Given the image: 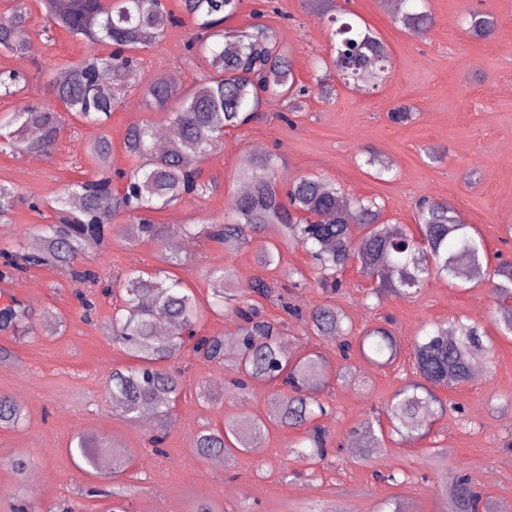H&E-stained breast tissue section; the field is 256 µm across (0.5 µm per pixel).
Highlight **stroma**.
Instances as JSON below:
<instances>
[{
  "mask_svg": "<svg viewBox=\"0 0 512 512\" xmlns=\"http://www.w3.org/2000/svg\"><path fill=\"white\" fill-rule=\"evenodd\" d=\"M275 3L272 11L266 0H243L228 25L236 28L258 19L275 28L292 52L298 82L311 83L315 62L330 52L329 32L310 0ZM337 3L385 41L392 68L382 87L371 91L337 85L333 97L305 98L287 124L278 118L288 110L287 101L270 99L261 119L226 133L222 144L200 160L202 179L214 183L213 191L152 213V220L165 229L162 239L135 241L117 233L104 248L77 262L82 269L120 276L151 271L159 267L160 253L178 242L185 263L173 273L203 308L197 327L201 336L228 328L225 319L207 308L210 270L224 269L230 287L242 291L257 278L274 286L280 300L265 299L261 305L268 317L287 320L283 340L289 349L318 353L331 370L347 367L356 376L352 382H330L317 394L332 409L322 421L326 460L315 465L291 453L289 446L301 437V430L276 426L270 427L260 452L237 454L228 464L198 459L194 440L202 427L268 416L270 391L264 385L238 391L230 368L189 350L177 362L183 371L182 389L166 428L165 452L155 454L148 444L155 426L124 419L112 406L109 374L130 362L104 332L115 298L76 281L68 269L31 267L0 279V303L17 299L31 311L25 334L0 333V349L8 352L0 358V395L15 399L27 415L23 426L0 427V512H56L65 503L73 512H110L117 501L127 512H194L202 501L214 512H315L330 505L342 512H378L381 502L391 497L407 512H443L448 473L460 465L476 480L493 512H499L503 502L512 503V449L505 446L512 438V336L501 335L494 323L489 278L499 258L512 259V0H425L432 25L423 36L395 23L387 0ZM19 4L27 13L35 50L22 58L0 52V69L24 73L29 101L63 112L49 82L70 70L90 47L48 26L40 0H0V17ZM167 5L179 23L143 51V75L135 76L124 104L102 127L91 129L71 119L50 154L0 152V181L13 184L21 197L8 223H0V249L21 240L37 246L36 228L49 221L45 208L68 183L87 173L84 146L92 137L111 141L113 167H129L125 132L152 117L140 103L144 75L172 67L181 68L188 81L198 74L197 65L184 61L194 25L185 18L181 0H167ZM474 8L494 15L497 26L489 38L469 33L466 18ZM403 104L412 108V120L392 122L390 112ZM363 148L389 157L393 173L381 180L368 175L359 154ZM430 148L444 151L441 162L427 159ZM256 151L280 156L282 179L316 175L350 195L376 198L390 224L414 226L419 199L448 200L485 242L481 277L462 288L433 279L416 298L389 296L378 302L368 297L371 284L355 261L343 273L344 288L330 295L318 288L312 262L297 245L279 243L278 265L266 268L258 262L256 244L230 250L203 236L171 235V223L198 224L222 216L241 187L237 174L244 160ZM88 291L95 302L89 311L80 301ZM285 302L305 314L320 305H337L357 330L391 317V328L406 350L425 323L462 316L491 337L493 367L453 390L438 389L451 408L431 416L427 438L357 448V430L372 421L375 410L411 376V362L404 356L399 365L385 368L355 354L342 358L337 342L309 335L304 321L286 316L281 308ZM78 434L115 446L104 452L105 463L96 476H78L67 453ZM116 453L125 461L117 476L110 465ZM19 454L30 464L23 476L10 466ZM393 470L407 472L408 480L387 482Z\"/></svg>",
  "mask_w": 512,
  "mask_h": 512,
  "instance_id": "35a3bbf8",
  "label": "stroma"
}]
</instances>
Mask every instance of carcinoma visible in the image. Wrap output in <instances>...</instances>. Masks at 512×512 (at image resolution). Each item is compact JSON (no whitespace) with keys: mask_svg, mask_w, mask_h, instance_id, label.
I'll list each match as a JSON object with an SVG mask.
<instances>
[{"mask_svg":"<svg viewBox=\"0 0 512 512\" xmlns=\"http://www.w3.org/2000/svg\"><path fill=\"white\" fill-rule=\"evenodd\" d=\"M322 3L320 20L330 31V63L326 75L315 83H297L293 60L283 48L276 29L252 22L229 29L224 22L240 9L241 0H182L196 33L186 45V60L204 63L206 71L187 83L178 70H159L146 82L142 104L178 130L177 140L164 153L155 149L157 124L146 120L128 127L124 150L131 166L112 171V144L96 137L86 144L91 170L86 177L68 184L56 198L55 222L39 234L37 248L20 243L0 257V278L27 266L54 265L71 269L78 280L95 286L103 281L121 284V304L108 325L133 364L115 368L109 375L113 407L129 419L154 407L168 419L182 385V372L171 366L185 342L182 334L194 333L201 308L195 294L179 279L153 272L132 271L122 278L112 273L76 270L74 263L86 252L98 250L115 230L133 239H159L162 226L148 213L165 208L184 196H203L209 187L201 180L199 160L221 144V136L250 122L269 96L298 102L314 93L332 95L328 74L344 84L372 90L388 78L391 56L384 40L367 25L351 17L336 0ZM400 0L395 20L411 33L425 34L432 20L428 12L406 8ZM47 22L102 52L88 53L69 71V77L53 87L65 111L89 127L108 120L121 104L125 82L142 68L141 51L160 40L175 23L166 0H41ZM470 34L485 39L496 29L495 17L486 10L474 11L467 19ZM30 33L26 12L16 6L0 19V51L23 54ZM28 80L16 71L0 74V96L25 97ZM64 126L62 115L49 108L26 104L0 123V151L13 154L48 153ZM364 164L377 176L392 170V161L373 150L362 149ZM125 182L115 190L113 177ZM247 189L233 196L224 215L208 221L205 235L230 249L261 239L259 262L269 267L278 252L275 239L304 249L319 269L317 284L334 294L344 287L342 273L352 260L373 283L368 294L413 299L431 279L466 283L481 267L484 240L477 230L460 220L444 200L423 199L417 204L416 226L381 222V206L372 198L353 197L336 183L319 176L301 175L283 181L276 157L254 154L238 174ZM15 188L0 182V221L16 208ZM126 216L118 226L112 220ZM497 282L492 293L497 302L495 322L512 333V263L503 262L493 272ZM211 311L227 318L234 330L200 337L194 351L215 364L231 362L239 374L238 387L257 384L278 387L268 420L246 419L206 426L195 439L201 459L238 452L260 451L266 422L285 429L306 428L295 443L297 452L318 464L328 454L321 427L312 422L329 413L315 393L331 379L322 358L316 354L295 356L281 346L287 324L270 321L260 307L246 298L231 305L225 296L228 285L224 269L210 273ZM29 307L11 299L0 305V333H16L28 323ZM312 335L340 338L343 356L357 349L380 365H390L402 348L385 327L371 326L352 336L353 325L346 312L335 305L312 310L305 319ZM415 379L405 382L385 406L388 431H363L359 441L366 448H379L385 436L414 442L428 436L427 418L444 411L446 404L434 392L452 389L475 377L477 363L490 369L488 337L477 324L461 320L433 322L424 328L410 351ZM26 422L19 403L0 396V426L18 427ZM105 443L78 436L68 452L82 475L97 470L98 454ZM480 493L470 474L456 469L448 481L446 512H479Z\"/></svg>","mask_w":512,"mask_h":512,"instance_id":"1","label":"carcinoma"}]
</instances>
